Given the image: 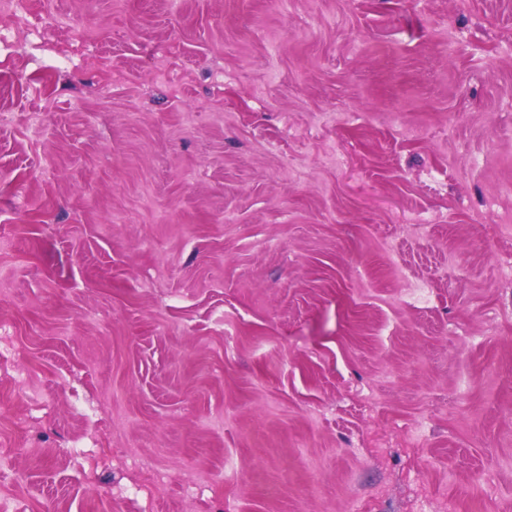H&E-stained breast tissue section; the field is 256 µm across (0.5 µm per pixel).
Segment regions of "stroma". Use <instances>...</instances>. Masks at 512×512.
I'll use <instances>...</instances> for the list:
<instances>
[{"instance_id": "stroma-1", "label": "stroma", "mask_w": 512, "mask_h": 512, "mask_svg": "<svg viewBox=\"0 0 512 512\" xmlns=\"http://www.w3.org/2000/svg\"><path fill=\"white\" fill-rule=\"evenodd\" d=\"M7 512H512V0L0 11Z\"/></svg>"}]
</instances>
